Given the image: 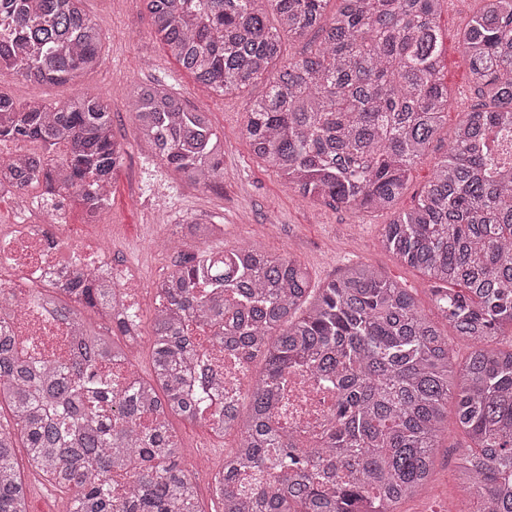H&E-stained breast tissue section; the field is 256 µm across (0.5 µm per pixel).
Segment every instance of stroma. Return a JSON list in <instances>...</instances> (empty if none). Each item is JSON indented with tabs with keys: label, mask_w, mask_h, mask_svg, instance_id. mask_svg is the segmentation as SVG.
Returning <instances> with one entry per match:
<instances>
[{
	"label": "stroma",
	"mask_w": 512,
	"mask_h": 512,
	"mask_svg": "<svg viewBox=\"0 0 512 512\" xmlns=\"http://www.w3.org/2000/svg\"><path fill=\"white\" fill-rule=\"evenodd\" d=\"M478 7L477 0H444L442 5L441 76L449 90L448 120L417 161L413 180L398 200L397 210L416 204L444 159L456 127L478 101L460 44V35ZM83 9L103 34L101 68L88 72L77 86L38 85L5 77L0 79V91L19 102L40 98L50 103L67 101L80 89L106 94L112 129L125 149L112 178V200L99 223H83L76 210L69 212L67 221L75 240L91 237L107 242L114 259L135 268L142 289L134 293L133 300L141 313L155 307L154 285L182 258L181 253L162 252L151 248L150 243L169 234L181 214L190 213L223 225V236L209 244L212 250L230 251L257 243L271 254L292 255L307 267L315 287L338 276L349 263L369 265L408 288L423 314L439 319L435 297L422 274L378 244L380 230L390 222L391 212L356 214L311 202L254 158L243 126L248 104L264 93V83L254 84L237 96L215 98L168 56L153 33L143 0H84ZM156 81L173 86L190 106L208 109L213 125L223 132L224 179L217 185L199 188L146 159L137 138L130 92L133 84ZM171 424L181 445L202 443L209 448L204 459H182L187 473L200 468L212 474L221 470L223 440L211 437L200 423L175 417ZM463 445L456 425H449L434 455L432 497L407 502L403 512H472L473 496L455 477Z\"/></svg>",
	"instance_id": "35a3bbf8"
}]
</instances>
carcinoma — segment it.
Masks as SVG:
<instances>
[{"mask_svg":"<svg viewBox=\"0 0 512 512\" xmlns=\"http://www.w3.org/2000/svg\"><path fill=\"white\" fill-rule=\"evenodd\" d=\"M169 55L218 96L266 82L248 107L244 134L265 168L303 198L352 212L393 209L417 159L448 118L440 77L442 0H143ZM461 42L479 101L458 125L417 205L384 225L380 246L420 270L452 334L472 350L455 362L450 335L419 311L408 289L375 268L351 263L321 288L292 256L258 245L214 253L211 224L184 219L166 248L198 247L158 283L152 378L115 388L99 364L122 352L69 301L111 314L108 292L79 265L59 288L33 295L72 318L78 340L53 365L23 360L0 334V512H30L24 469L69 494V512H200L181 467L183 448L167 422L145 431L151 392L171 414L224 425V403L189 391L195 321L222 345L262 357L250 409L240 417L233 460L215 475L222 512H401L432 483L433 451L447 432L448 404L466 438L457 473L485 512H512V0H479ZM83 0H0V72L39 84H76L101 66L103 35ZM274 16L278 26L268 25ZM319 42L279 66L280 32ZM132 108L152 160L206 189L224 179V135L209 114L159 83L137 84ZM20 153L0 159L13 183L77 202L93 220L109 205L123 148L99 94L61 104L24 103L0 93V143ZM33 144L36 149L26 148ZM143 314L126 308L125 335ZM309 362L341 383L325 444L289 448L268 426L277 388ZM281 466L246 497L239 473ZM138 460L130 486L112 497L115 461Z\"/></svg>","mask_w":512,"mask_h":512,"instance_id":"1","label":"carcinoma"}]
</instances>
